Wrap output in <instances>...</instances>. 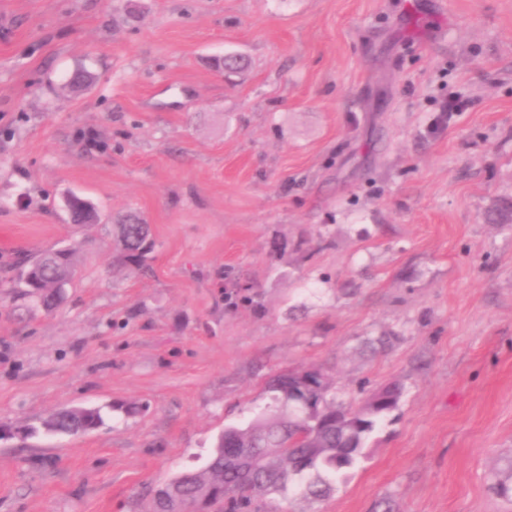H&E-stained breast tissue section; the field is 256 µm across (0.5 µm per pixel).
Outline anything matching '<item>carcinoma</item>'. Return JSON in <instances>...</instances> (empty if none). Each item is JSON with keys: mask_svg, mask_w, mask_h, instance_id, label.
I'll return each instance as SVG.
<instances>
[{"mask_svg": "<svg viewBox=\"0 0 512 512\" xmlns=\"http://www.w3.org/2000/svg\"><path fill=\"white\" fill-rule=\"evenodd\" d=\"M493 224H512V201L502 200L488 212ZM155 250L150 225L135 214L116 225L117 266L143 268ZM53 251L23 255L16 261L24 286L43 289L56 273L48 263ZM323 371L290 370L265 382L269 402L249 421L224 428L205 467L186 470L154 490L151 512H276L271 499L295 486L310 501L332 490L343 476L367 457V440L377 424L399 408L403 387L392 383L370 393L351 409L336 401ZM104 423L99 407L82 413L69 408L51 412L43 424L59 435H76ZM493 488L512 498V471L493 473Z\"/></svg>", "mask_w": 512, "mask_h": 512, "instance_id": "carcinoma-1", "label": "carcinoma"}]
</instances>
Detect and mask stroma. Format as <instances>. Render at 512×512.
<instances>
[{
    "instance_id": "1",
    "label": "stroma",
    "mask_w": 512,
    "mask_h": 512,
    "mask_svg": "<svg viewBox=\"0 0 512 512\" xmlns=\"http://www.w3.org/2000/svg\"><path fill=\"white\" fill-rule=\"evenodd\" d=\"M72 194L99 223H70ZM506 196L512 0H0V512H149L297 367L347 406L404 395L328 497L280 512H512L490 480L512 456V224L483 221ZM130 213L145 270L112 264ZM60 247L48 310L14 260ZM232 277L259 305L225 302ZM76 406L111 415L40 432ZM82 409L84 412L74 413L69 407L60 408L51 412L42 424L55 431L57 435H76L94 430L104 423L101 408L87 407Z\"/></svg>"
}]
</instances>
